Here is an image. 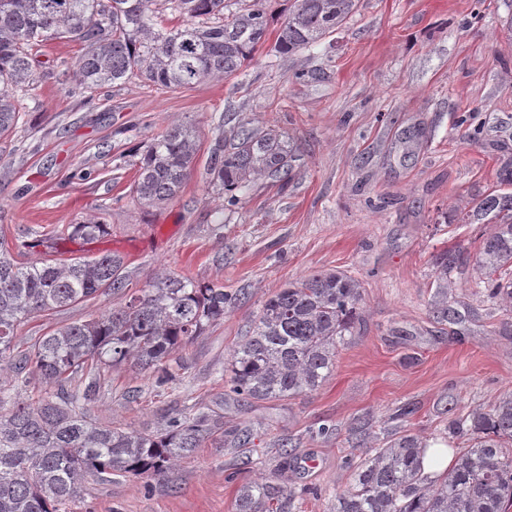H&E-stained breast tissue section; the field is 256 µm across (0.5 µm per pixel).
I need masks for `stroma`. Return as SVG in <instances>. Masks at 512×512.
Returning a JSON list of instances; mask_svg holds the SVG:
<instances>
[{"label": "stroma", "instance_id": "1", "mask_svg": "<svg viewBox=\"0 0 512 512\" xmlns=\"http://www.w3.org/2000/svg\"><path fill=\"white\" fill-rule=\"evenodd\" d=\"M288 0H270L267 44L230 79L160 90L133 78L76 88L80 47L43 44L36 88L19 128L0 148V238L18 263L48 259L37 241L97 217L107 234L60 245L71 254L124 259L130 288L171 271L244 303L183 345L176 376L104 368L89 405L125 430L165 427L191 407L224 417V437L181 458L164 476L89 478L69 512H235L238 488L257 474L295 489V512H331L350 464L400 431L447 460L467 439L448 435L452 415L486 410L512 390L506 318L466 278L448 282L461 324L436 322L433 253L476 255L485 224L465 223L470 203L498 189L512 161V0H360L332 36L293 55L275 53ZM473 111L469 129L456 121ZM281 132L296 150L288 181L253 180L235 205L210 183L224 117ZM194 126L193 171L178 195L142 207L136 156L174 124ZM322 270L358 277L363 330L339 349L316 391L268 402L234 397L224 381L233 348L263 302L290 280ZM100 294L21 324V346L116 306ZM409 419L396 418L401 406ZM329 434H319L321 426ZM248 432L243 447L234 434Z\"/></svg>", "mask_w": 512, "mask_h": 512}]
</instances>
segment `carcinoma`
Masks as SVG:
<instances>
[{
  "instance_id": "obj_1",
  "label": "carcinoma",
  "mask_w": 512,
  "mask_h": 512,
  "mask_svg": "<svg viewBox=\"0 0 512 512\" xmlns=\"http://www.w3.org/2000/svg\"><path fill=\"white\" fill-rule=\"evenodd\" d=\"M268 0H248L224 13V0H0V140L20 117L18 98L35 85L33 50L50 40L81 45L78 87L86 98L105 85L141 78L163 88H191L228 78L250 62L269 35ZM359 0H291L274 50L280 55L311 46L341 29ZM177 22L163 25L164 10ZM196 130L172 126L154 137L136 162L134 192L153 208L173 199L195 164ZM294 151L273 130L238 122L224 152L210 165L211 182L233 204L257 176L288 180ZM492 225L475 257L488 301L512 307V192L476 199L468 223ZM71 241L107 233L87 220L67 228ZM461 249L432 255L437 292L433 318L458 319L448 305V275L461 271ZM124 259L117 254L46 260L24 266L0 242V363L16 369L0 384V512H66L89 477L163 476L176 461L224 428L204 411L174 418L164 431H124L95 419L88 402L96 382L83 383L104 366L152 368L172 377L173 355L240 301L222 284H200L163 272L127 292ZM98 294L124 302L97 318L56 327L24 350L16 329L41 313ZM359 280L343 271H320L290 281L266 299L252 330L226 368L230 390L256 401L294 397L318 389L332 374L346 338L363 322ZM55 387L34 399L28 390ZM470 432L441 474L424 473L426 444L407 430L365 457L349 486L336 494L333 512H509L512 508V391L487 411L448 422ZM295 494L279 483L241 486L236 512H293Z\"/></svg>"
}]
</instances>
